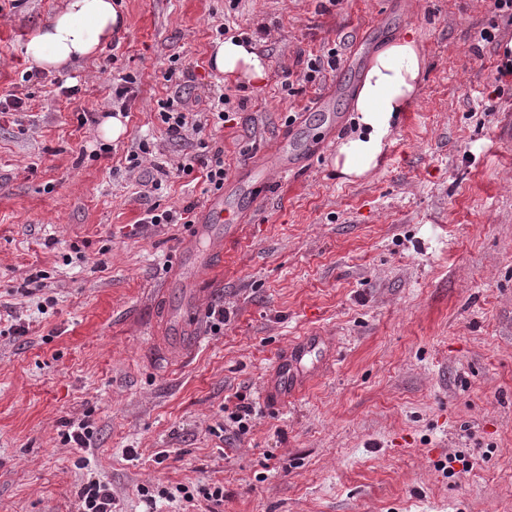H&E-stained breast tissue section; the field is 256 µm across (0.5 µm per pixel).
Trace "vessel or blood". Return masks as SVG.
<instances>
[{
	"label": "vessel or blood",
	"instance_id": "1",
	"mask_svg": "<svg viewBox=\"0 0 512 512\" xmlns=\"http://www.w3.org/2000/svg\"><path fill=\"white\" fill-rule=\"evenodd\" d=\"M317 148V143L313 142L306 151L296 150L293 132L282 133L271 149L263 152L259 159L244 164L223 191L206 200L179 249L175 283L182 304L165 316V331L173 352H186L193 343L191 332L196 325L202 293L198 273L216 269L224 259L225 244L237 238L241 222L247 217L243 209L230 207L229 195H248L253 190L268 188L271 173L285 176L307 166ZM202 241L207 244L203 250L198 247ZM316 345L315 337H301L277 359L272 377L263 386L266 401L277 404L300 391L304 380L297 366Z\"/></svg>",
	"mask_w": 512,
	"mask_h": 512
}]
</instances>
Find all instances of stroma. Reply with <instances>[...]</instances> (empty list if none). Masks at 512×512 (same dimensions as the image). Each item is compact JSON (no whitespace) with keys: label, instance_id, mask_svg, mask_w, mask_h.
Returning <instances> with one entry per match:
<instances>
[{"label":"stroma","instance_id":"1","mask_svg":"<svg viewBox=\"0 0 512 512\" xmlns=\"http://www.w3.org/2000/svg\"><path fill=\"white\" fill-rule=\"evenodd\" d=\"M125 29L68 84L24 83L28 35L64 0L0 6V97L29 93L0 116V306L22 334L0 335V512H75L76 492L106 484L117 512H145L140 487H224L223 512H512V76L499 78L512 24L491 0H121ZM257 33L268 61L259 84L212 71L223 23ZM495 38L484 42L482 29ZM413 34L425 56L415 120L400 117L391 159L355 182L334 166L355 131L353 91L366 61L306 85L303 53L339 56ZM195 81H166L171 58ZM138 89L110 157L82 112L115 111L113 87ZM334 89L335 137L294 176L275 177L206 275V305L231 313L223 334L195 327L187 354L160 340L181 298L171 280L186 230L143 223L148 208L205 203L202 179L140 194L126 156L153 142L141 169L172 165L191 141L168 140L157 102L174 94L206 110L219 94L243 110L205 138L228 174L303 118L307 142L326 127L310 105ZM42 273L39 291L22 290ZM303 336L336 356L272 409L262 389ZM248 434L222 428L237 397ZM90 420L91 445L65 442Z\"/></svg>","mask_w":512,"mask_h":512}]
</instances>
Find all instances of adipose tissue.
<instances>
[{
	"mask_svg": "<svg viewBox=\"0 0 512 512\" xmlns=\"http://www.w3.org/2000/svg\"><path fill=\"white\" fill-rule=\"evenodd\" d=\"M124 24L117 0H65L61 10L30 33L24 54L41 70L62 72L102 53ZM210 63L237 82L264 80L268 70L256 43L238 36L214 41ZM424 63L418 42L404 38L371 56L353 107L358 133L336 149V168L342 175L357 179L375 168L400 113L416 96Z\"/></svg>",
	"mask_w": 512,
	"mask_h": 512,
	"instance_id": "ef3b65f1",
	"label": "adipose tissue"
}]
</instances>
